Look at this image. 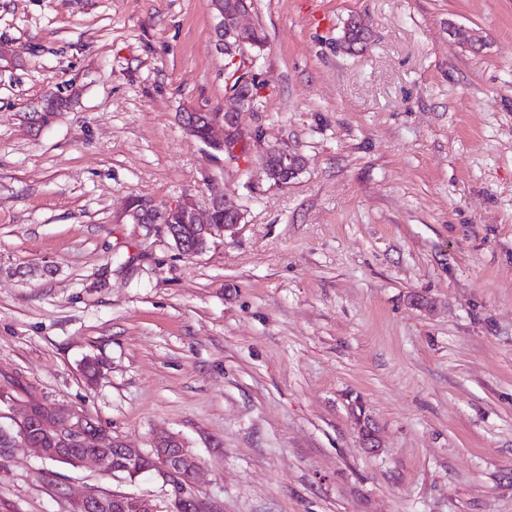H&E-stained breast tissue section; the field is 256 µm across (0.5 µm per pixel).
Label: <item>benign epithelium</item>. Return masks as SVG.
Returning <instances> with one entry per match:
<instances>
[{"instance_id":"benign-epithelium-1","label":"benign epithelium","mask_w":512,"mask_h":512,"mask_svg":"<svg viewBox=\"0 0 512 512\" xmlns=\"http://www.w3.org/2000/svg\"><path fill=\"white\" fill-rule=\"evenodd\" d=\"M215 19L214 38L216 49L238 60L237 51L250 28L242 25V19L251 10L250 0H211ZM236 107L224 112H201L191 110L180 114L181 124L189 136H194L196 121L207 122V135L203 144L210 155L217 159L221 154L232 155L242 146L245 135L238 123V113L250 107L253 97L231 90ZM262 156H276L288 164V179L302 172L304 158L286 148L273 147L263 151ZM157 208V204L146 198L134 197L118 222L129 218L132 223L142 222V214ZM222 209L232 219L230 224H214L211 215ZM167 210L182 217L177 225L179 234L172 233L171 226L164 228L168 237L182 250L184 240L192 243L191 254L206 251L210 243L226 234L238 232L244 213L232 204L222 191H214L205 202L187 195ZM359 438L362 445L372 450L378 448L375 429L358 414ZM91 418L66 405L45 401L28 400L20 419L6 427L0 424V447L5 459H10L14 449L24 444L33 448L41 459L49 462H70L77 467H89L103 475L114 477L125 475L136 478L145 472H154L171 486V500L167 512H214L211 505L193 491L198 475V466L183 439L172 432L161 431L154 435L152 448L142 452L128 447L118 437H101L93 430ZM71 512H157L147 501L121 493H91L71 505Z\"/></svg>"}]
</instances>
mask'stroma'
Listing matches in <instances>:
<instances>
[{"label":"stroma","instance_id":"stroma-1","mask_svg":"<svg viewBox=\"0 0 512 512\" xmlns=\"http://www.w3.org/2000/svg\"><path fill=\"white\" fill-rule=\"evenodd\" d=\"M247 22L261 140L216 161L178 120L232 104L210 0H0V390L144 452L179 434L216 512H512V0H254ZM51 93L71 108L31 129ZM268 144L304 156L288 184ZM214 189L244 226L197 256L117 221ZM92 490L170 499L25 446L0 464V512Z\"/></svg>","mask_w":512,"mask_h":512}]
</instances>
